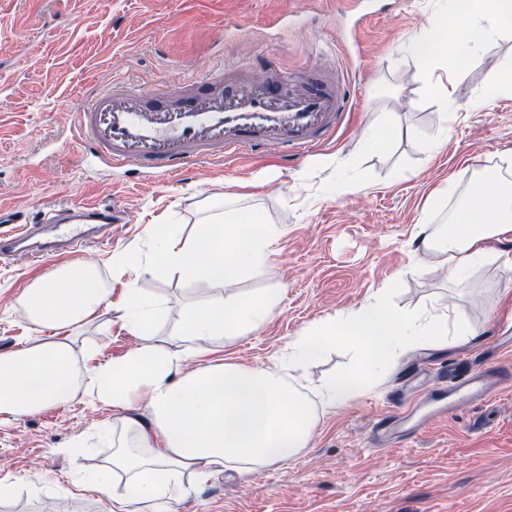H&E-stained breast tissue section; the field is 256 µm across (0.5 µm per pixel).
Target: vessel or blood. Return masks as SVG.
Returning a JSON list of instances; mask_svg holds the SVG:
<instances>
[{"label":"vessel or blood","instance_id":"b4317fda","mask_svg":"<svg viewBox=\"0 0 512 512\" xmlns=\"http://www.w3.org/2000/svg\"><path fill=\"white\" fill-rule=\"evenodd\" d=\"M346 78L328 84L312 77L299 85L277 76H239L210 69L175 90L145 89L115 81L100 86L76 113L71 141L82 168L95 175L140 171L155 180L189 170L195 163L257 151L281 160L330 142L348 118L352 103ZM125 217L114 203L70 204L66 209H0V258L66 254L88 258L108 242L112 226ZM438 384L426 399L445 416L464 402L490 396L512 368L490 365L484 372H449L430 365ZM417 406L396 407L375 418L371 443L386 446L418 434L430 421Z\"/></svg>","mask_w":512,"mask_h":512}]
</instances>
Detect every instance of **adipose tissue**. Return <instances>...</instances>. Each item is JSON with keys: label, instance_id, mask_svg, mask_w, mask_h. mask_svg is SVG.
<instances>
[{"label": "adipose tissue", "instance_id": "ef3b65f1", "mask_svg": "<svg viewBox=\"0 0 512 512\" xmlns=\"http://www.w3.org/2000/svg\"><path fill=\"white\" fill-rule=\"evenodd\" d=\"M512 27V0H448V5L410 44L434 93L456 111V83L464 66L476 64L483 44ZM282 228L254 210L208 214L193 239L171 224L148 229L150 268L187 283L221 289L264 273ZM512 234V187L489 181L473 190L451 225L418 224L422 254L438 258L449 280L468 277L486 263L484 242ZM277 292L232 295L227 301L187 304L171 346L147 343L163 308L161 299L129 287L120 305L97 264L74 262L47 272L27 289L28 319L44 337L0 354V421L66 406L78 395L112 404L122 417L112 423V454L87 486L111 494L117 512L147 503L171 512L183 495V474L204 481L227 470L255 471L285 462L305 447L317 409L348 403L365 391L374 371L406 348L465 342L475 329L452 307L400 312L385 300L351 316L315 323L289 341L271 365L245 367L217 359L191 373L187 357L209 354L217 337L230 340L259 330L275 313ZM116 309L124 329L142 345L125 357L91 364L74 344L99 309ZM339 342L356 355L353 369L307 391L297 369ZM147 403L148 420L132 415Z\"/></svg>", "mask_w": 512, "mask_h": 512}]
</instances>
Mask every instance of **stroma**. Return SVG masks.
Wrapping results in <instances>:
<instances>
[{"label":"stroma","instance_id":"35a3bbf8","mask_svg":"<svg viewBox=\"0 0 512 512\" xmlns=\"http://www.w3.org/2000/svg\"><path fill=\"white\" fill-rule=\"evenodd\" d=\"M445 5L444 0H369L373 20L359 32V54L345 42L350 17L337 0H0V207L46 208L73 201L118 202L129 221L116 225L94 261L120 299L129 283L164 308L152 340L166 343L187 302L211 291L147 269L111 268L113 255H143L146 230L173 224L193 235L204 204L252 208L283 228L265 274L237 284L240 292L276 288L283 300L258 331L216 340V357L243 366L271 364L313 322L341 318L385 297L416 311L450 304L478 334L439 349H410L386 362L371 387L353 401L320 412L307 446L286 462L241 473H217L204 485L186 480L172 512H512V381L486 399L433 420L417 437L389 448L369 443L373 419L398 399L433 385L420 366L448 357L461 368L512 364L496 323L512 319V266L497 260L512 240L488 239L490 259L460 284L436 261L416 253L413 231L423 214L447 222L458 200L481 175L505 172L512 157V95H488L500 61L512 56V28L481 50L463 71L459 110L449 113L424 88L408 53ZM224 51L214 54L215 44ZM273 60L298 72L317 63L352 79L355 104L333 142L284 163L273 155L204 160L188 173L139 181L84 174L70 144L73 113L98 85L125 80L151 89L197 76L209 66L231 71ZM394 119L402 133L379 151L361 150L372 126ZM439 134L443 143L431 148ZM39 157L38 170L27 168ZM357 182L337 196L339 180ZM456 180L451 196L436 190ZM60 257L0 260V353L40 337L25 314V291L59 265ZM99 312L78 344L96 360H118L140 345L120 325L101 326ZM353 350L328 348L302 369L314 385L350 370ZM111 405L87 396L65 407L0 423V479L18 485L7 512H110L112 501L73 478L111 455L98 432L118 417ZM79 434L93 442L67 454Z\"/></svg>","mask_w":512,"mask_h":512}]
</instances>
